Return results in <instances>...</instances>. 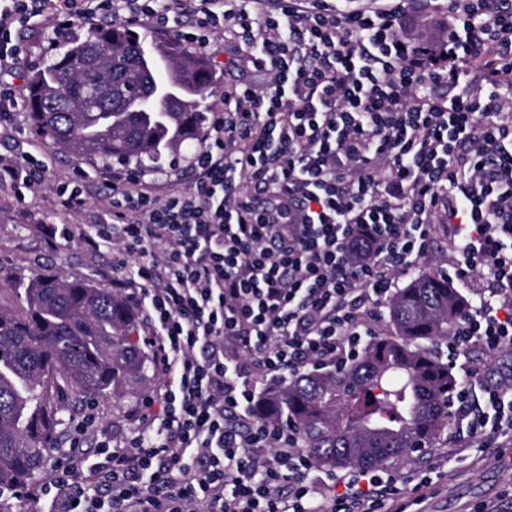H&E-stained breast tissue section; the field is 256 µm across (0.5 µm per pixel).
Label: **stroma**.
<instances>
[{
    "instance_id": "stroma-1",
    "label": "stroma",
    "mask_w": 512,
    "mask_h": 512,
    "mask_svg": "<svg viewBox=\"0 0 512 512\" xmlns=\"http://www.w3.org/2000/svg\"><path fill=\"white\" fill-rule=\"evenodd\" d=\"M16 37L25 52L12 83L24 90L32 68L50 61L57 50L51 28L36 18ZM21 158L42 169L43 176L22 195L13 185L0 184V306H16L17 288L36 275L77 274L97 287L111 288V247L91 248L77 240L52 239L44 228L65 223V216L56 208L57 191L77 174L83 178L87 197L80 223L90 226L109 221L107 186L121 173V166H106L49 148L34 133L23 111L0 122V162ZM160 380L155 366H148L142 377L123 384L116 397L97 402L100 420L111 425L114 437H123L130 430L127 410ZM447 445L448 435L443 432L417 456L389 464L401 501L411 499L413 486L424 475L437 490L431 501L433 512H474L485 501L512 500V449L494 443L485 448L458 447L448 458H439L437 449Z\"/></svg>"
}]
</instances>
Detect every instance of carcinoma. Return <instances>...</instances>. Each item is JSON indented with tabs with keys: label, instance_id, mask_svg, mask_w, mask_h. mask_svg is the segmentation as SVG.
<instances>
[{
	"label": "carcinoma",
	"instance_id": "carcinoma-1",
	"mask_svg": "<svg viewBox=\"0 0 512 512\" xmlns=\"http://www.w3.org/2000/svg\"><path fill=\"white\" fill-rule=\"evenodd\" d=\"M155 46L152 67L138 60ZM213 70L175 40L122 24L91 27L29 79L28 116L49 146L109 164L162 170L203 137ZM466 302L444 273H421L388 303L394 333L374 336L349 364L295 376L257 415L290 420L327 469L380 468L411 457L448 426L459 380L438 356ZM126 300L77 275L36 276L19 306L0 307V500L43 472L63 412L108 399L146 357L126 343Z\"/></svg>",
	"mask_w": 512,
	"mask_h": 512
}]
</instances>
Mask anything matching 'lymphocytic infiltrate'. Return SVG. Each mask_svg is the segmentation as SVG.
I'll use <instances>...</instances> for the list:
<instances>
[{"label": "lymphocytic infiltrate", "instance_id": "f902f5d3", "mask_svg": "<svg viewBox=\"0 0 512 512\" xmlns=\"http://www.w3.org/2000/svg\"><path fill=\"white\" fill-rule=\"evenodd\" d=\"M126 19L223 33L224 108L197 144L192 188L142 170L112 183V275L144 313L159 384L134 431L86 413L41 482L39 512H406L383 469L319 472L296 428L258 417L269 383L357 357L362 307L452 244L448 278L491 281L452 330L451 405L468 439L512 431L507 385L460 364L512 346V0H448L444 39L410 31L404 0H123ZM114 0H0V72L15 26L111 17ZM480 388L495 419L473 412Z\"/></svg>", "mask_w": 512, "mask_h": 512}]
</instances>
